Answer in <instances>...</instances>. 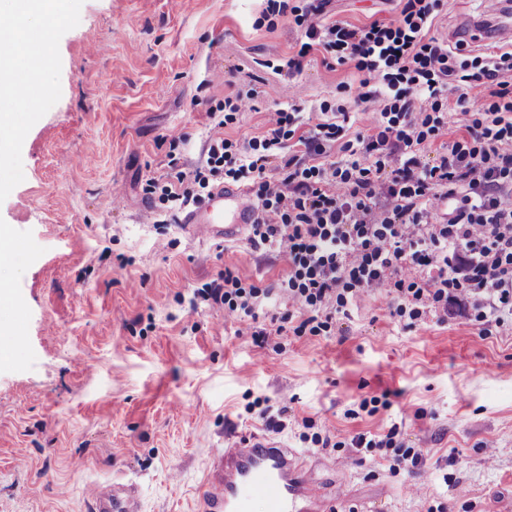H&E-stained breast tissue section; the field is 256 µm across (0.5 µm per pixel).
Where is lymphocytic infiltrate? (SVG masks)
Returning a JSON list of instances; mask_svg holds the SVG:
<instances>
[{"instance_id":"1","label":"lymphocytic infiltrate","mask_w":512,"mask_h":512,"mask_svg":"<svg viewBox=\"0 0 512 512\" xmlns=\"http://www.w3.org/2000/svg\"><path fill=\"white\" fill-rule=\"evenodd\" d=\"M407 31L392 30L376 20L362 30L336 24L326 30V44L339 60L356 61L359 69L378 72L416 68L430 95L437 80L450 77L444 44H417L427 23L430 0H408ZM490 124L466 126L473 147L449 145L435 164L422 163L411 132L398 127L389 108L370 134L359 137L360 157L346 168L322 170L309 181L308 170L286 174L283 188L262 181L258 186L261 218L252 234L261 242L284 246L297 267L296 293L311 306L341 282L374 288L398 277L407 267L430 269L426 287L409 288L414 301L439 303L470 297L479 308L496 314L512 312V101L497 90ZM387 151L394 166L386 180L372 179L361 157ZM339 184V192L328 187ZM453 201L445 223L435 224L427 207L432 193Z\"/></svg>"}]
</instances>
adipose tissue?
<instances>
[{"instance_id": "adipose-tissue-1", "label": "adipose tissue", "mask_w": 512, "mask_h": 512, "mask_svg": "<svg viewBox=\"0 0 512 512\" xmlns=\"http://www.w3.org/2000/svg\"><path fill=\"white\" fill-rule=\"evenodd\" d=\"M74 0H0V131L11 140H0V155H7L33 118L34 93L50 63L53 37L60 20Z\"/></svg>"}]
</instances>
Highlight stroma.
<instances>
[{"label":"stroma","instance_id":"1","mask_svg":"<svg viewBox=\"0 0 512 512\" xmlns=\"http://www.w3.org/2000/svg\"><path fill=\"white\" fill-rule=\"evenodd\" d=\"M406 3L327 0L317 16L316 0H78L62 20L36 113L0 163V226L21 246L0 269L20 324L0 335V512H89L88 483L112 479L138 486L142 512H200L225 438L254 435L301 455L336 512H512V314H447L391 284L303 310L278 245L182 224V180L252 195L295 155L344 165L376 105L401 110L408 93L429 126L422 161L488 122V85L455 114L413 72L388 86L310 36L401 27ZM511 11L436 0L428 34L449 70L474 74L512 50L489 39ZM366 88L376 102H358ZM280 110L294 132L270 151ZM340 112L339 137L305 155L299 133ZM261 155L262 177L232 179ZM227 269L269 289L254 316L205 300Z\"/></svg>","mask_w":512,"mask_h":512}]
</instances>
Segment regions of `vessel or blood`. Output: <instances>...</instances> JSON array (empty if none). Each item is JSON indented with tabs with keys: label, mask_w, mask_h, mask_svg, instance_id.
Listing matches in <instances>:
<instances>
[{
	"label": "vessel or blood",
	"mask_w": 512,
	"mask_h": 512,
	"mask_svg": "<svg viewBox=\"0 0 512 512\" xmlns=\"http://www.w3.org/2000/svg\"><path fill=\"white\" fill-rule=\"evenodd\" d=\"M257 209L247 191L218 187L210 204L188 212L183 224L194 235L227 238L254 223ZM204 512H247L250 501L263 500L267 512H334L335 502L317 495L300 457L268 436L225 444L207 467ZM91 512H140L134 486L106 481L88 490Z\"/></svg>",
	"instance_id": "obj_1"
}]
</instances>
